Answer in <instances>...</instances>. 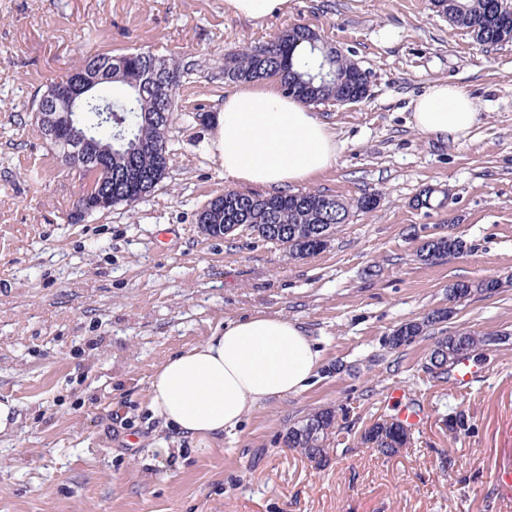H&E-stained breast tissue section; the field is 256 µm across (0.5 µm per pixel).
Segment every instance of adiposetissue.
I'll list each match as a JSON object with an SVG mask.
<instances>
[{
	"mask_svg": "<svg viewBox=\"0 0 512 512\" xmlns=\"http://www.w3.org/2000/svg\"><path fill=\"white\" fill-rule=\"evenodd\" d=\"M411 107L414 127L433 137L466 135L477 118L468 94L444 82ZM216 126L224 176L236 183L284 191L336 161L327 125L307 104L272 89L228 95ZM319 362L301 324L259 312L167 358L149 381L148 409L172 443L206 449L266 402L307 389Z\"/></svg>",
	"mask_w": 512,
	"mask_h": 512,
	"instance_id": "adipose-tissue-1",
	"label": "adipose tissue"
}]
</instances>
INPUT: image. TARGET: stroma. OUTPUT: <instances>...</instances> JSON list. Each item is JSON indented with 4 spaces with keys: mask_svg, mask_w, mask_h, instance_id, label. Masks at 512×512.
<instances>
[{
    "mask_svg": "<svg viewBox=\"0 0 512 512\" xmlns=\"http://www.w3.org/2000/svg\"><path fill=\"white\" fill-rule=\"evenodd\" d=\"M294 23L369 81L358 103L316 105L336 163L299 189L378 197L296 260L248 227L215 238L196 224L235 184L214 126L192 118L219 112L236 91L218 76L225 53ZM101 49L185 56L199 68L169 132V177L144 200L76 223L82 175L48 157L29 105ZM436 81L473 99L467 135L414 127L410 103ZM426 188L430 203L418 206ZM448 234L465 253L417 260L423 240ZM485 280L498 288L412 343L389 345L401 324L447 307L449 285ZM256 312L304 325L321 351L317 377L210 449L185 440L162 455L148 410L153 371ZM463 326L512 333V42L476 45L430 0H288L261 22L225 0H0V400L20 414L0 437V512H512V488L496 479L512 462V341L473 359L464 388L427 369L435 336ZM397 388L423 418L388 458L359 438L396 414ZM329 406L343 452L318 469L282 436ZM116 412L127 421L118 430ZM459 412L467 424L449 435Z\"/></svg>",
    "mask_w": 512,
    "mask_h": 512,
    "instance_id": "1",
    "label": "stroma"
}]
</instances>
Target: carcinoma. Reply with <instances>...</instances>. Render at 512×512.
Returning a JSON list of instances; mask_svg holds the SVG:
<instances>
[{
    "label": "carcinoma",
    "mask_w": 512,
    "mask_h": 512,
    "mask_svg": "<svg viewBox=\"0 0 512 512\" xmlns=\"http://www.w3.org/2000/svg\"><path fill=\"white\" fill-rule=\"evenodd\" d=\"M436 11L448 22L470 35L482 47H494L512 41V24L504 25V14L488 10L487 0H432ZM198 63L189 58L159 59L149 52L114 55L96 51L82 56L66 78L51 81L34 95L30 105L40 136L52 159L66 166L64 142L48 134L67 108L65 93L73 92L89 77L98 78L82 112L81 124L90 130L87 146L93 154L106 153L112 172L94 196L78 197L76 206L83 215L71 214L81 222L85 216L104 212L118 204H129L150 195L168 178L170 150L168 133L177 110L178 97L187 77ZM222 78L229 82H253L275 78L282 92L307 104H324L344 98H363L368 79L348 56L321 39H312V31L293 24L268 42L224 55ZM112 120L102 119V110ZM328 195L319 191L262 195L256 192L226 191L216 196L196 214V223L209 225L214 237H228L247 225L264 241L279 244L288 257L301 258L320 250L334 234L336 225L349 220L352 210H370L378 203L374 194L352 201L337 200L324 207ZM320 228L319 240L309 239L308 227ZM467 250L466 242L452 234L425 241L417 250L423 262L455 257ZM496 283L483 281L454 283L448 286V301L455 304L473 293H487ZM454 314V308L439 309L422 322L410 321L397 328L389 338L393 348L411 342L427 328L442 324ZM507 337L496 333H477L460 328L436 337L429 371L449 379L450 367L462 357L470 358L502 344ZM337 411L324 407L288 426L284 445L320 467L329 458L330 444L339 429ZM360 444L384 456H394L411 444L410 429L394 415H382L360 435Z\"/></svg>",
    "instance_id": "cac0c4a2"
}]
</instances>
